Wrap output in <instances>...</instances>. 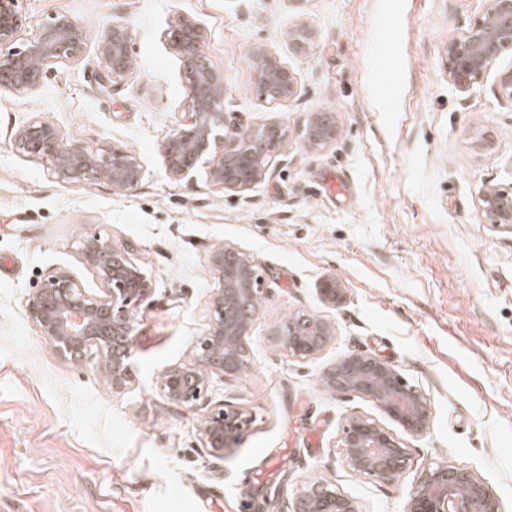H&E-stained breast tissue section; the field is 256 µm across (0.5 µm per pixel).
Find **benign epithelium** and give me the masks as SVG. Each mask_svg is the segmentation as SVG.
Listing matches in <instances>:
<instances>
[{
  "instance_id": "7a95c632",
  "label": "benign epithelium",
  "mask_w": 512,
  "mask_h": 512,
  "mask_svg": "<svg viewBox=\"0 0 512 512\" xmlns=\"http://www.w3.org/2000/svg\"><path fill=\"white\" fill-rule=\"evenodd\" d=\"M482 16L467 29L448 39L445 48L448 80L460 89L477 83L505 52L512 51V0H486ZM19 20L11 8L0 3V86L19 94L37 89L48 69L77 58L85 41L84 31L71 18L56 16L24 49L13 47ZM184 37L177 48L190 74L188 112L162 146L161 156L169 178L180 181L202 169L207 182L222 193L244 197L265 176L267 157L277 144L280 127L270 121L240 131L221 153L224 142V73L207 62L206 36L194 20L181 21ZM129 28L122 23L107 26L99 37V52L108 63L103 83H117L132 74ZM263 94L277 103L297 93L295 73L266 49L254 54ZM337 136L329 112L308 117L309 146L322 147ZM14 147L28 153L43 152L52 160L53 172L62 181L105 180L122 193L142 177L136 157L119 149H90L82 143L59 145L55 128L35 120L14 135ZM480 210L491 223L512 225V188L497 184L483 188ZM84 260L93 266L104 285L102 294L86 292L67 271L53 272L30 296L27 311L42 335L48 337L65 360L79 363L95 349L113 390L129 383L134 333L133 308L149 293V284L138 265L112 242L97 235L87 237L81 247ZM210 267L220 281L211 298L209 329L194 346L196 366L172 367L161 377L166 397L193 407L206 388L212 368L227 374L241 371L248 362L247 341L257 315L256 298L260 277L251 258L231 247L221 246L210 255ZM342 293L331 279L320 289L327 304ZM279 346L292 357L313 358L335 338L332 323L313 316L305 330L272 332ZM329 382L371 398L389 420L413 435L428 426L430 402L409 386L397 368L366 355L339 358L327 373ZM201 427L202 447L224 452L233 447L245 424L242 413L224 407L207 412ZM340 447L356 471L394 480L409 468L405 444L368 416L351 417L342 430ZM301 512H357L355 504L329 485L306 481L299 490ZM406 512H503L492 489L469 471L451 463L422 472L415 480Z\"/></svg>"
}]
</instances>
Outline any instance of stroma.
Listing matches in <instances>:
<instances>
[{
    "label": "stroma",
    "mask_w": 512,
    "mask_h": 512,
    "mask_svg": "<svg viewBox=\"0 0 512 512\" xmlns=\"http://www.w3.org/2000/svg\"><path fill=\"white\" fill-rule=\"evenodd\" d=\"M22 39L53 15L80 25L81 55L50 69L28 94L0 88V512H297L303 481L330 483L358 512H405L415 476L451 461L488 484L512 512V231L479 209L490 184L512 185V103L501 55L468 90L448 81L450 37L484 0H11ZM206 35L223 71L225 132L276 121L281 141L248 198L203 175L167 177L160 150L188 110L174 33L183 18ZM132 33L133 72L101 85L105 27ZM312 31L299 52L292 29ZM273 52L296 74L294 97L272 103L252 53ZM336 119L331 144L305 143L311 112ZM75 141L131 152L133 188L65 182L51 160L17 152L33 120ZM108 238L144 273L134 310L127 387L113 391L100 357L62 361L27 315L29 295L58 270L87 292L102 282L81 254ZM230 245L259 270L247 366L214 369L195 407L169 402L170 367L195 362L219 282L211 252ZM343 293L326 305L319 288ZM320 315L336 336L296 359L272 332ZM349 354L390 362L430 401L428 430L402 434L410 468L394 480L359 473L339 446L356 415L381 418L371 398L330 389L324 375ZM248 424L236 447H202L219 405Z\"/></svg>",
    "instance_id": "obj_1"
}]
</instances>
